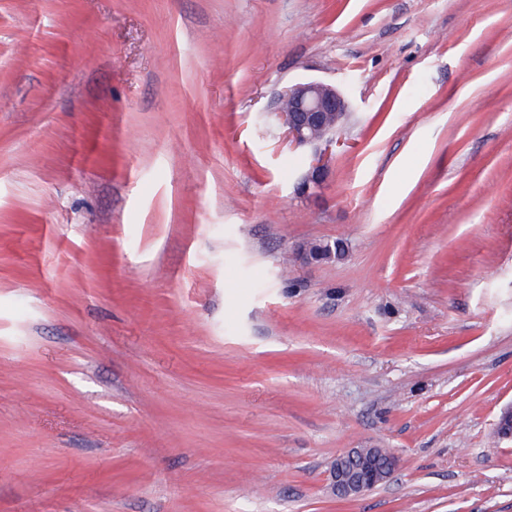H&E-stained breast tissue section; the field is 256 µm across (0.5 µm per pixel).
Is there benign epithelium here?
<instances>
[{"label":"benign epithelium","instance_id":"1","mask_svg":"<svg viewBox=\"0 0 512 512\" xmlns=\"http://www.w3.org/2000/svg\"><path fill=\"white\" fill-rule=\"evenodd\" d=\"M348 110L345 97L336 87L321 81H307L289 86L277 94L275 111L286 128L288 138L296 146H317L332 141L335 125ZM327 177V167L317 161L303 183V190L314 192ZM306 258L313 261L336 257V244L315 242L303 248ZM512 403L498 417L494 435L512 438ZM397 466L395 454L383 448H349L339 454L331 465L329 476L334 493L342 498L361 497L391 477Z\"/></svg>","mask_w":512,"mask_h":512}]
</instances>
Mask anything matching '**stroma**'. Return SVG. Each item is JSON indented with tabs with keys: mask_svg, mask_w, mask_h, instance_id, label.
Returning <instances> with one entry per match:
<instances>
[{
	"mask_svg": "<svg viewBox=\"0 0 512 512\" xmlns=\"http://www.w3.org/2000/svg\"><path fill=\"white\" fill-rule=\"evenodd\" d=\"M509 403L512 0H0V512H512ZM274 103L275 112H278L279 121L286 128L288 138L298 147H315L323 142H331L348 110V103L342 93L321 81L288 86L277 94ZM339 120L341 122L335 130ZM396 466L397 457L384 448H348L331 465V486L339 497L358 498L389 479Z\"/></svg>",
	"mask_w": 512,
	"mask_h": 512,
	"instance_id": "35a3bbf8",
	"label": "stroma"
}]
</instances>
